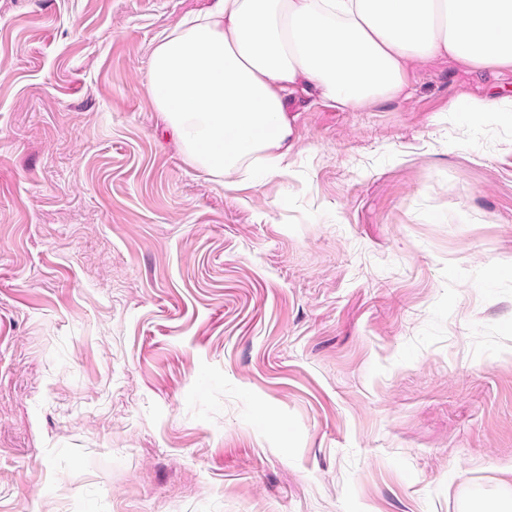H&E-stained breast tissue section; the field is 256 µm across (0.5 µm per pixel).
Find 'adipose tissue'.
Instances as JSON below:
<instances>
[{
	"mask_svg": "<svg viewBox=\"0 0 512 512\" xmlns=\"http://www.w3.org/2000/svg\"><path fill=\"white\" fill-rule=\"evenodd\" d=\"M438 56L512 70V0H211L158 36L148 87L188 160L233 182L286 169L296 90L358 109Z\"/></svg>",
	"mask_w": 512,
	"mask_h": 512,
	"instance_id": "obj_1",
	"label": "adipose tissue"
}]
</instances>
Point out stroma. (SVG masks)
Segmentation results:
<instances>
[{"label": "stroma", "mask_w": 512, "mask_h": 512, "mask_svg": "<svg viewBox=\"0 0 512 512\" xmlns=\"http://www.w3.org/2000/svg\"><path fill=\"white\" fill-rule=\"evenodd\" d=\"M210 0H0V512H475L512 492V73L298 92L220 184L148 88ZM469 109L475 117H482L491 112H512V98L495 93L491 97L472 100Z\"/></svg>", "instance_id": "35a3bbf8"}]
</instances>
